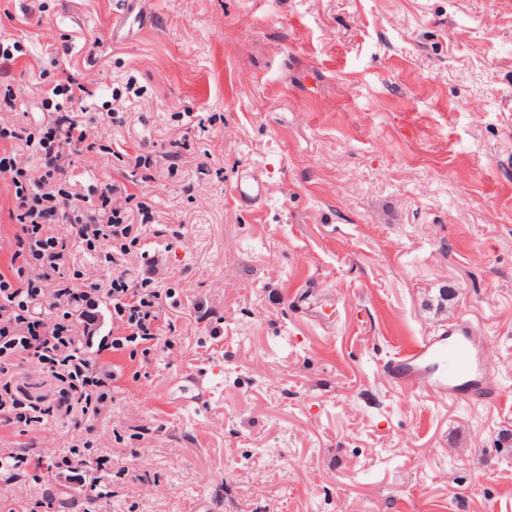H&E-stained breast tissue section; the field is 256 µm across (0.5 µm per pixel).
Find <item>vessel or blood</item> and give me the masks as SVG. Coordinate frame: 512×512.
<instances>
[{
	"mask_svg": "<svg viewBox=\"0 0 512 512\" xmlns=\"http://www.w3.org/2000/svg\"><path fill=\"white\" fill-rule=\"evenodd\" d=\"M234 192L240 202L255 204L263 199L265 184L258 175L247 173L237 181ZM483 348L477 330L458 322L441 335L422 337L395 353L385 362L384 370L399 387L427 377L436 392L451 398L486 396L494 387Z\"/></svg>",
	"mask_w": 512,
	"mask_h": 512,
	"instance_id": "b4317fda",
	"label": "vessel or blood"
}]
</instances>
